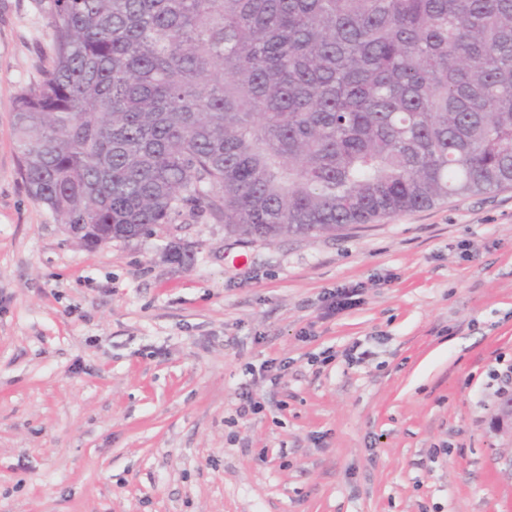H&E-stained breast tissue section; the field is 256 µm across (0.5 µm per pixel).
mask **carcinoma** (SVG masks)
<instances>
[{
	"label": "carcinoma",
	"instance_id": "cac0c4a2",
	"mask_svg": "<svg viewBox=\"0 0 512 512\" xmlns=\"http://www.w3.org/2000/svg\"><path fill=\"white\" fill-rule=\"evenodd\" d=\"M48 28L13 134L79 243L197 204L272 242L512 186V0H52Z\"/></svg>",
	"mask_w": 512,
	"mask_h": 512
}]
</instances>
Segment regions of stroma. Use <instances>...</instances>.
Listing matches in <instances>:
<instances>
[{"instance_id":"stroma-1","label":"stroma","mask_w":512,"mask_h":512,"mask_svg":"<svg viewBox=\"0 0 512 512\" xmlns=\"http://www.w3.org/2000/svg\"><path fill=\"white\" fill-rule=\"evenodd\" d=\"M50 7L0 0V512H512L488 377L512 364V186L271 243L198 208L79 245L12 132Z\"/></svg>"}]
</instances>
